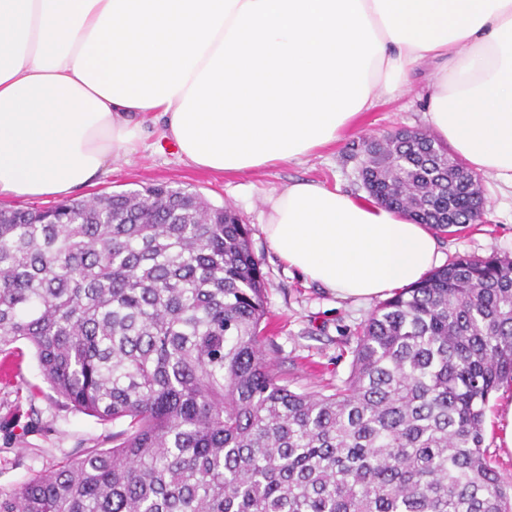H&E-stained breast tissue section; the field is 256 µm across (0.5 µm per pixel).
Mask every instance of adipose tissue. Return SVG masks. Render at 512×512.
Segmentation results:
<instances>
[{
    "instance_id": "adipose-tissue-1",
    "label": "adipose tissue",
    "mask_w": 512,
    "mask_h": 512,
    "mask_svg": "<svg viewBox=\"0 0 512 512\" xmlns=\"http://www.w3.org/2000/svg\"><path fill=\"white\" fill-rule=\"evenodd\" d=\"M436 142L512 187V0H0V199L68 198L143 140L246 174L336 143L422 64ZM277 256L342 300L438 265L403 213L300 180L265 200Z\"/></svg>"
}]
</instances>
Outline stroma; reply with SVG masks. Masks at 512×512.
<instances>
[{
	"label": "stroma",
	"instance_id": "stroma-1",
	"mask_svg": "<svg viewBox=\"0 0 512 512\" xmlns=\"http://www.w3.org/2000/svg\"><path fill=\"white\" fill-rule=\"evenodd\" d=\"M432 65L412 74L397 97H381L372 111L361 113L336 144L301 162H291L245 175L203 170L180 159L175 144L148 138L129 157L118 160L107 176L75 193L88 200L104 194L139 190L167 183L200 193L213 206L232 207L252 229L251 244L267 283L265 347L291 389H329L350 373L351 351L358 327L376 309L377 300L354 303L290 270L270 248L262 230L263 198L295 180L339 185L355 196L366 190L359 175L365 140L399 130H426V105L420 96L432 76ZM484 196L481 223L454 233L438 234L443 261L458 255H512V190L480 175ZM20 376L0 374V486H17L43 467L112 445V423L66 409L45 383L32 348L23 341ZM512 403V385L492 393L485 409L483 448L504 484L512 485V452L497 444L498 418Z\"/></svg>",
	"mask_w": 512,
	"mask_h": 512
}]
</instances>
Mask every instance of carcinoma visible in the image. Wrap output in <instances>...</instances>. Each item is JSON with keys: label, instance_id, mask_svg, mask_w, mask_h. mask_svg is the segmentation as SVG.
<instances>
[{"label": "carcinoma", "instance_id": "carcinoma-1", "mask_svg": "<svg viewBox=\"0 0 512 512\" xmlns=\"http://www.w3.org/2000/svg\"><path fill=\"white\" fill-rule=\"evenodd\" d=\"M380 203L446 232L481 218L424 133L364 145ZM251 230L185 188L0 208V353L34 350L62 402L124 421L0 512H512L485 407L512 384V257L457 256L360 326L334 392H295L265 349Z\"/></svg>", "mask_w": 512, "mask_h": 512}]
</instances>
